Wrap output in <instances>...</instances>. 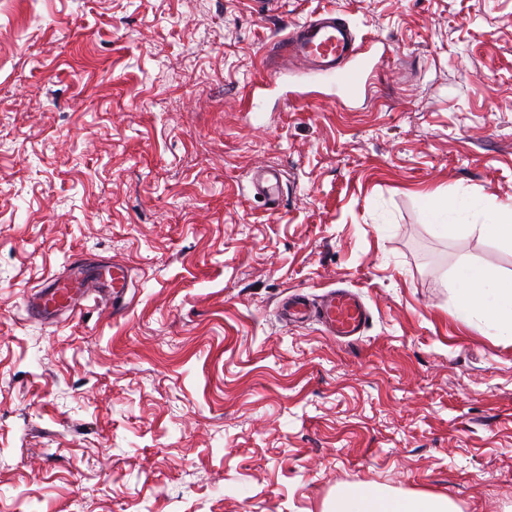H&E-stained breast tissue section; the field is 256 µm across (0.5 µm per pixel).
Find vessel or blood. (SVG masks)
<instances>
[{
    "mask_svg": "<svg viewBox=\"0 0 512 512\" xmlns=\"http://www.w3.org/2000/svg\"><path fill=\"white\" fill-rule=\"evenodd\" d=\"M277 53L285 60L327 73L333 90L347 96L358 93L378 70L358 44L354 30L335 9L320 12L289 31L278 41ZM251 185L270 204H279L284 190L283 172L277 167L263 168L253 175ZM93 287L110 304L113 315L123 314L132 303L126 263L117 260L95 268L76 256L69 263L68 274L50 277L28 296V316L52 322L64 313L77 315ZM279 311L285 322L316 323L325 333L344 339L362 336L370 318L360 295L345 288L331 289L317 299L301 292L288 294Z\"/></svg>",
    "mask_w": 512,
    "mask_h": 512,
    "instance_id": "b4317fda",
    "label": "vessel or blood"
}]
</instances>
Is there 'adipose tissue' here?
Masks as SVG:
<instances>
[{
    "label": "adipose tissue",
    "mask_w": 512,
    "mask_h": 512,
    "mask_svg": "<svg viewBox=\"0 0 512 512\" xmlns=\"http://www.w3.org/2000/svg\"><path fill=\"white\" fill-rule=\"evenodd\" d=\"M426 210L432 223L447 225L449 219L469 220L482 216L480 234L512 247V202L486 208L479 199L427 195ZM456 310L464 321L483 320L498 335L512 339V276H498L483 269L467 268L458 277ZM333 512H456L454 503L441 494L403 497L381 487L341 492Z\"/></svg>",
    "instance_id": "1"
}]
</instances>
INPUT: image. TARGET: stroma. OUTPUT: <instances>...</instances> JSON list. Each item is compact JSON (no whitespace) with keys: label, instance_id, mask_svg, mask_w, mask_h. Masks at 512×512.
<instances>
[{"label":"stroma","instance_id":"35a3bbf8","mask_svg":"<svg viewBox=\"0 0 512 512\" xmlns=\"http://www.w3.org/2000/svg\"><path fill=\"white\" fill-rule=\"evenodd\" d=\"M330 8L374 44L354 96L276 54ZM429 193L512 201V0H0V512H512V341L454 306L512 249ZM77 255L128 265V312L29 319ZM336 287L360 339L280 319ZM251 185L271 205H278L284 190L283 172L278 167L263 168L253 175ZM329 512H456V508L445 495L424 493L403 497L376 486L344 490Z\"/></svg>","mask_w":512,"mask_h":512}]
</instances>
